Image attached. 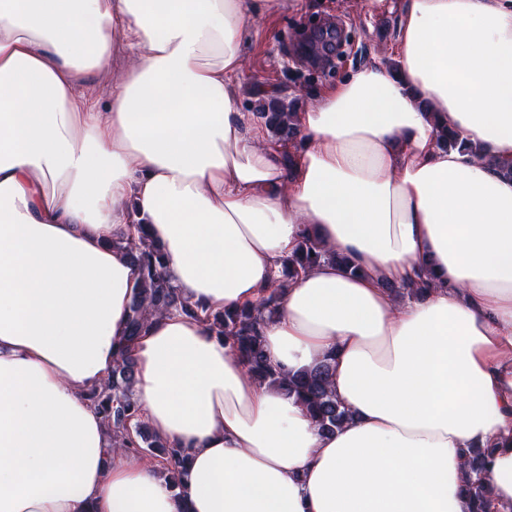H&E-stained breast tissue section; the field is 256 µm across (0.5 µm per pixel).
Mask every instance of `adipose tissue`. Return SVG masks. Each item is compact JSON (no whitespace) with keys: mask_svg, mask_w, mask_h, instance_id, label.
<instances>
[{"mask_svg":"<svg viewBox=\"0 0 512 512\" xmlns=\"http://www.w3.org/2000/svg\"><path fill=\"white\" fill-rule=\"evenodd\" d=\"M285 4L0 0V512H470L472 448L512 512V0H404L397 69L325 85L288 146L234 87L250 20ZM126 49L94 111L76 84ZM133 220L213 311L259 304L316 225L361 272L291 282L264 349L329 359L349 420L320 432L172 312L131 346L134 390L189 476L109 452L85 394L127 335Z\"/></svg>","mask_w":512,"mask_h":512,"instance_id":"ef3b65f1","label":"adipose tissue"}]
</instances>
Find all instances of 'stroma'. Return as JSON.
<instances>
[{"label": "stroma", "mask_w": 512, "mask_h": 512, "mask_svg": "<svg viewBox=\"0 0 512 512\" xmlns=\"http://www.w3.org/2000/svg\"><path fill=\"white\" fill-rule=\"evenodd\" d=\"M398 23L395 10L367 17L361 0H302L300 10L252 19L244 44L248 69L236 82L244 110L271 101L297 109L312 103L320 86L390 57ZM133 60L122 55L110 72L77 84L75 95L104 109Z\"/></svg>", "instance_id": "obj_1"}]
</instances>
